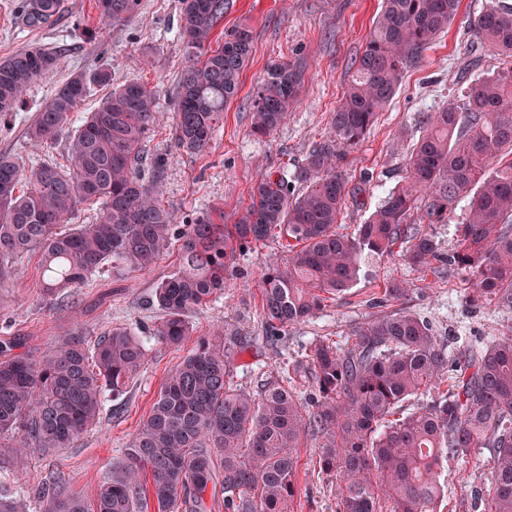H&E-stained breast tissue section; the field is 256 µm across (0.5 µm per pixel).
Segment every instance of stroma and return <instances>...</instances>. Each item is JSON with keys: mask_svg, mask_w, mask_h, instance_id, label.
I'll list each match as a JSON object with an SVG mask.
<instances>
[{"mask_svg": "<svg viewBox=\"0 0 512 512\" xmlns=\"http://www.w3.org/2000/svg\"><path fill=\"white\" fill-rule=\"evenodd\" d=\"M488 2L461 0L447 32L407 68L370 134L351 149L345 166L350 194L340 215V232H354L401 180L408 148L418 136L419 113L460 102L472 81L497 66L491 50H483L477 60L470 53L468 22ZM22 5L23 0H0V59L33 46L64 43L69 51L57 70L31 84L24 107L9 120H0V155L27 168L64 161L67 138L46 150L30 141L28 128L71 75L105 67L113 85L135 79L159 91L166 118L150 133L145 153L165 165V207L184 221L208 214L234 224L249 206L251 188L263 173L292 172L326 136L381 0H228L219 28L227 32L248 27L253 53L241 73L238 95L225 107L209 148L194 156L177 148L170 120L185 64L179 38L182 0H142L132 23L114 27L105 26L95 0H61V17L39 29L28 28ZM275 60L294 63L301 80L285 125L272 136L258 138L250 131L251 101ZM284 251L280 240L273 238L238 254L236 275L223 294L192 313L195 336L179 346L162 344L150 335L163 319L162 310L152 302L154 291L177 270L178 246H171L144 270H102L61 304L45 295L37 257L24 258L11 289L14 304L0 314V340L16 339L21 352L37 360L71 338L91 341L111 328L127 327L142 336L147 347L140 373L118 401L106 403L99 422L73 447L20 452L0 441V482L26 493L25 512H41L42 504L32 493L51 478L62 495L95 503L99 488L123 467L140 420L167 375L194 347L195 337L226 334L243 343L232 380L253 392L260 384L280 380L282 362L310 353L316 339L350 348L354 325L400 307L429 320L438 334L449 337L448 351L460 362L466 353L512 334V310L489 301L468 302L471 282L464 270L417 268L395 254L365 256L359 278L341 297L327 300L312 320L271 333L262 321L258 282L270 261ZM393 282L405 284L406 295L397 302L383 301ZM316 453L312 437H304L298 450L294 512H336V483L320 472ZM490 471L486 448L474 450L468 463L445 462L440 468L443 512H472L470 494L486 483Z\"/></svg>", "mask_w": 512, "mask_h": 512, "instance_id": "obj_1", "label": "stroma"}]
</instances>
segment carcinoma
Masks as SVG:
<instances>
[{
	"label": "carcinoma",
	"instance_id": "carcinoma-1",
	"mask_svg": "<svg viewBox=\"0 0 512 512\" xmlns=\"http://www.w3.org/2000/svg\"><path fill=\"white\" fill-rule=\"evenodd\" d=\"M227 0H183L180 35L186 65L174 97L177 146L205 152L224 106L239 90L252 55L251 31L214 39ZM141 0H96L106 25L126 24ZM60 0H28L27 23L55 21ZM460 0H383L333 113L330 130L292 176L264 175L233 230L201 216L175 227L161 201L165 167L147 160L144 143L160 121L156 88L130 80L112 86L105 68L72 75L28 129L37 146L69 130L68 165L24 168L0 155V306L19 262L39 257L43 288L63 296L105 266L145 269L179 242L178 271L156 287L165 317L152 335L179 346L193 334L190 314L224 292L235 254L271 237L286 238L259 282L261 316L273 333L313 318L326 296L357 281L364 253H400L422 268L464 270L468 300H494L512 310V4L470 19L474 50H494L500 65L468 87L462 104L420 115L402 183L391 189L352 234L336 228L348 196L344 163L394 97L404 70L456 18ZM65 49L33 47L0 60V118L23 103L28 87L60 66ZM300 73L284 61L268 66L253 105L252 133L273 134L288 118ZM112 90L81 124L72 114L90 85ZM469 198L456 225L458 248L438 250L420 224H439ZM89 224L74 223L82 205ZM348 350L318 341L305 361L280 365L282 380L256 393L232 383L237 343L200 336L160 387L128 449V462L103 485L95 512H210L206 494H221L224 512H291L301 435L317 440L320 471L336 479V512H439L438 467L492 449L489 483L471 508L512 512V335L470 352L448 389L447 345L432 324L405 310L352 328ZM0 346V440L19 448H69L97 424L105 402L118 400L146 359L143 340L114 327L89 342L75 337L39 361ZM313 387L307 399L296 382ZM424 397L413 412L406 403ZM151 486H146V477ZM383 489L378 495L377 489ZM152 494H147V491ZM43 512H88L79 496L41 486ZM0 512H22L0 483Z\"/></svg>",
	"mask_w": 512,
	"mask_h": 512
}]
</instances>
